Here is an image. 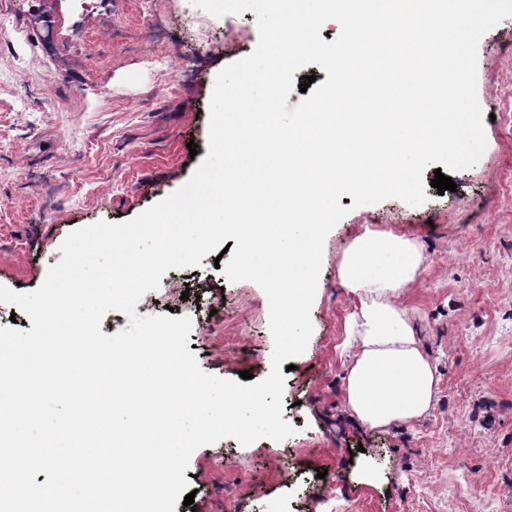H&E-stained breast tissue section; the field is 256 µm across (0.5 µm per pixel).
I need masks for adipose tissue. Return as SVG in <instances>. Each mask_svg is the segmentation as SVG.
<instances>
[{
  "label": "adipose tissue",
  "mask_w": 512,
  "mask_h": 512,
  "mask_svg": "<svg viewBox=\"0 0 512 512\" xmlns=\"http://www.w3.org/2000/svg\"><path fill=\"white\" fill-rule=\"evenodd\" d=\"M425 262L415 240L368 227L338 265L339 283L356 301L344 325L354 348L343 383L344 406L365 428L416 422L435 403V367L417 339L414 312L401 302Z\"/></svg>",
  "instance_id": "adipose-tissue-1"
}]
</instances>
